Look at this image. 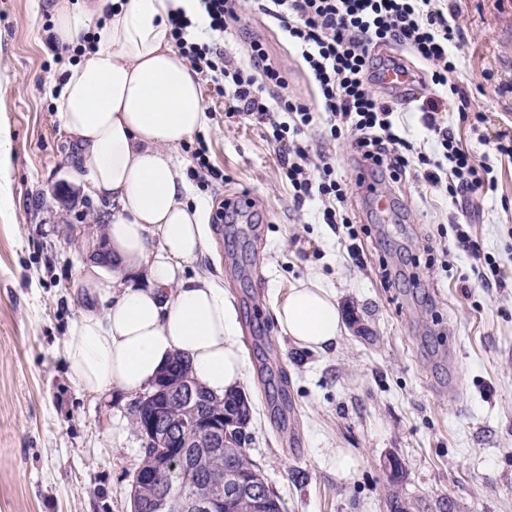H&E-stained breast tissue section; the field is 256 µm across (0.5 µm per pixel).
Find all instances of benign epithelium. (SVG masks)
Returning a JSON list of instances; mask_svg holds the SVG:
<instances>
[{
  "label": "benign epithelium",
  "instance_id": "benign-epithelium-1",
  "mask_svg": "<svg viewBox=\"0 0 512 512\" xmlns=\"http://www.w3.org/2000/svg\"><path fill=\"white\" fill-rule=\"evenodd\" d=\"M202 393L192 380L184 378L148 396L152 403L150 417L141 423L137 432L145 449L157 458L156 470L145 486L138 485L134 493L138 512H228V504L240 492L248 493L252 512H264L269 494L264 484L245 482L232 469L219 473H188V491L181 497H173L168 477L176 467L174 453L179 448L193 445L192 435L199 429L206 430L215 448L236 447L233 426L235 419L230 414L219 417L197 416L186 420L174 417L170 405L179 403L185 408H195Z\"/></svg>",
  "mask_w": 512,
  "mask_h": 512
}]
</instances>
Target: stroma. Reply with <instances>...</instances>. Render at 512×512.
Listing matches in <instances>:
<instances>
[{
	"label": "stroma",
	"instance_id": "1",
	"mask_svg": "<svg viewBox=\"0 0 512 512\" xmlns=\"http://www.w3.org/2000/svg\"><path fill=\"white\" fill-rule=\"evenodd\" d=\"M449 16L463 38L448 86L395 46L381 56L412 62V99L387 93L395 122L416 151L436 157L422 113L454 129L465 149L487 159L497 186L451 202L414 172L376 190L360 187L354 229L326 224L315 201L296 206L277 149L256 126L224 115L212 82L204 91L203 136L224 180L196 184L211 208L212 243L187 276L224 281L246 360L242 391L252 404L245 448L285 512H389L397 492L408 512H512V161L492 145L512 127V0H457ZM54 0H0V127L9 132L11 208L0 211V512H130L143 442L134 401L94 397L66 375L63 340L86 298L76 282L112 215L72 176L76 157L58 120L48 76L63 66L49 35ZM241 30L226 36L241 61L264 43L291 93L316 90L277 24L246 0ZM467 92L477 128L448 109L450 85ZM353 136L324 125L305 136L338 178L355 183ZM69 183L64 201L51 188ZM391 201L389 211L376 206ZM240 214L220 221L222 206ZM464 231L499 266L502 284L481 285V269L455 234ZM362 251L353 262L349 244ZM336 293L345 330L324 352L295 346L279 328L274 296L297 281ZM357 461L336 475V452ZM403 478L390 488L385 463Z\"/></svg>",
	"mask_w": 512,
	"mask_h": 512
}]
</instances>
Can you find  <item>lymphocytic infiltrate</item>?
I'll list each match as a JSON object with an SVG mask.
<instances>
[{
	"mask_svg": "<svg viewBox=\"0 0 512 512\" xmlns=\"http://www.w3.org/2000/svg\"><path fill=\"white\" fill-rule=\"evenodd\" d=\"M200 20L184 14L171 17V36L179 53L213 82L224 99L226 117L263 127L281 153L283 175L296 204L318 199L328 224H350L345 203L350 187L338 180L332 165L311 164L303 137L318 123L331 136L347 128L355 136L358 165L376 182L396 179L418 168L421 179L450 200L493 189L487 165L476 163L451 128L432 112L423 123L440 146V159L416 154L394 121L395 109L374 88L386 58L379 47L408 50L432 68L431 80L447 85L458 59L449 46L461 34L448 22L455 4L439 0H271V17L298 50L318 88L314 103L288 91L281 70L269 63L259 41H251L249 57L236 63L224 50L194 40L192 29L205 24L224 34L242 20L240 0H199Z\"/></svg>",
	"mask_w": 512,
	"mask_h": 512,
	"instance_id": "f902f5d3",
	"label": "lymphocytic infiltrate"
}]
</instances>
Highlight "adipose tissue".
<instances>
[{"label":"adipose tissue","instance_id":"obj_1","mask_svg":"<svg viewBox=\"0 0 512 512\" xmlns=\"http://www.w3.org/2000/svg\"><path fill=\"white\" fill-rule=\"evenodd\" d=\"M198 12L197 0H58L53 39L81 53L62 71L54 101L78 151L77 180L114 203L106 226L111 262H89L80 280L90 302L71 322L62 355L82 392L150 388L177 354L216 396L245 380L235 309L224 283L203 271L186 277L209 247L204 206L177 154L208 124L197 71L172 46L169 18ZM100 28H92L95 18ZM93 29L92 44H80ZM295 345L336 346L342 314L336 294L318 280L299 281L274 304Z\"/></svg>","mask_w":512,"mask_h":512}]
</instances>
